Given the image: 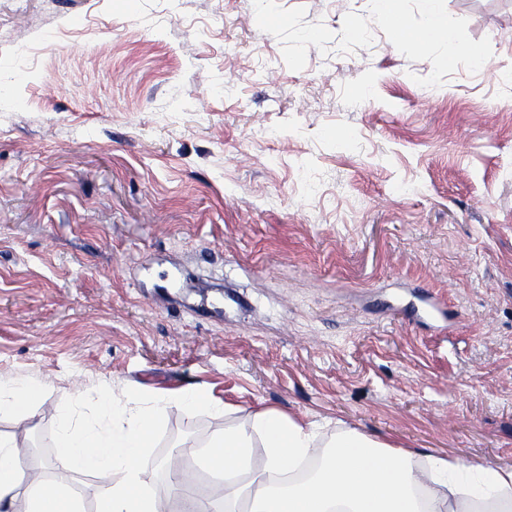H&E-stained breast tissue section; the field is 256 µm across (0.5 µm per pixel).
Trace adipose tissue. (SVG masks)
Listing matches in <instances>:
<instances>
[{
    "mask_svg": "<svg viewBox=\"0 0 512 512\" xmlns=\"http://www.w3.org/2000/svg\"><path fill=\"white\" fill-rule=\"evenodd\" d=\"M43 392L39 380L0 377V416L25 417ZM97 403L95 421L59 419L57 445L69 469L103 478L98 512H160L140 474L161 421L173 410L223 408L200 386L162 390L148 399L132 395L122 403L102 388ZM316 439L314 423L273 408L254 412L250 425L224 429L200 452L202 465L223 486L207 499L181 488L183 512H512V468L458 456L420 460L355 429L337 431L323 467L309 480L285 487L262 479L241 483L253 448H267L268 472L289 473L313 453ZM25 480L32 487L28 512H82L72 491L28 477L24 454L0 438V512H15Z\"/></svg>",
    "mask_w": 512,
    "mask_h": 512,
    "instance_id": "1",
    "label": "adipose tissue"
}]
</instances>
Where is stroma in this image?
<instances>
[{"label": "stroma", "instance_id": "1", "mask_svg": "<svg viewBox=\"0 0 512 512\" xmlns=\"http://www.w3.org/2000/svg\"><path fill=\"white\" fill-rule=\"evenodd\" d=\"M0 0V435L96 512L60 414L201 385L142 479L260 407L512 466V0ZM44 392V384L37 379L17 380L0 376V416L23 418Z\"/></svg>", "mask_w": 512, "mask_h": 512}]
</instances>
